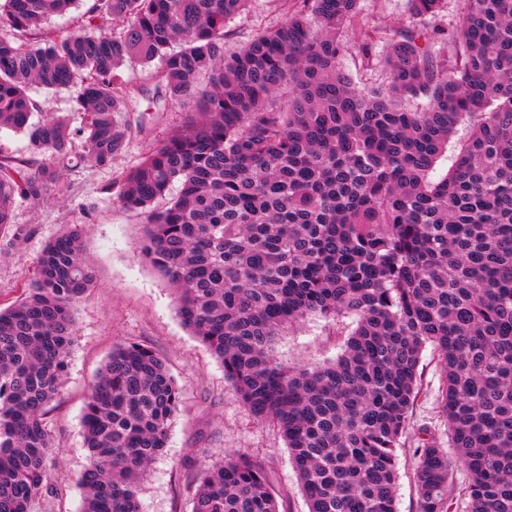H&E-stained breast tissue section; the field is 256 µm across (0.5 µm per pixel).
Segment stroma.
Here are the masks:
<instances>
[{
	"label": "stroma",
	"mask_w": 512,
	"mask_h": 512,
	"mask_svg": "<svg viewBox=\"0 0 512 512\" xmlns=\"http://www.w3.org/2000/svg\"><path fill=\"white\" fill-rule=\"evenodd\" d=\"M280 0H254L251 9L228 24L225 54H232L254 33L281 22ZM408 0H362L358 24L343 35L350 50L337 67L359 86H379L385 70L367 64L353 51L364 29H392L408 24ZM140 100L138 112L119 113L120 123L143 118L145 128L134 134L124 155L108 168L81 163L64 171L71 185L67 196L44 204L17 200L13 223L25 237L0 253V304L12 303L34 276L44 246L69 225L85 229L83 255L93 268L98 286L76 309L77 330L69 357L64 388L53 403L49 422L53 438L52 480L57 495L46 512H80L76 477L87 462L82 415L85 398L113 346L127 342L146 345L166 362L182 401L169 432L164 453L156 458L143 481L141 512H191L194 483L204 465L237 453L262 466L277 499L279 512H307L304 494L286 443L277 427L256 417L224 377L223 364L187 330L175 313L169 283L140 254L142 220L126 211L118 196L103 186L120 187L121 179L166 136L190 120L176 108L153 112ZM350 320L336 323L313 317L282 336L278 355L290 367L323 364L340 353ZM419 393L410 411L409 426L396 450L398 479L396 512H419L415 482L416 455L421 431L447 442V429L438 409L440 372L432 350H425Z\"/></svg>",
	"instance_id": "1"
}]
</instances>
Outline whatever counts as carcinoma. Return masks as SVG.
I'll return each instance as SVG.
<instances>
[{
    "mask_svg": "<svg viewBox=\"0 0 512 512\" xmlns=\"http://www.w3.org/2000/svg\"><path fill=\"white\" fill-rule=\"evenodd\" d=\"M252 2L0 0V129L30 146L0 156V234L23 240L15 199L66 194L73 159L107 168L126 152L132 126L117 113L134 96L119 70L154 67L155 111L194 100L199 119L125 174L120 202L144 217L142 255L174 288L182 324L277 425L308 512H395V449L428 346L448 447L420 438L419 512H451L462 496L467 512H512V0H464L451 29L445 0H408L412 23L388 40L363 34L357 54L388 70L371 88L337 67L360 0H282L281 23L224 55L228 21ZM72 9L76 28L42 29ZM33 85L76 88L83 125L31 122ZM462 123L470 133L437 177ZM82 237L75 224L48 242L0 307V512H39L57 495L48 416L76 307L97 288ZM310 316L353 328L335 361L291 369L278 337ZM180 403L152 349H112L84 406L81 512H141ZM192 512L279 510L262 467L227 454L197 479Z\"/></svg>",
    "mask_w": 512,
    "mask_h": 512,
    "instance_id": "1",
    "label": "carcinoma"
}]
</instances>
